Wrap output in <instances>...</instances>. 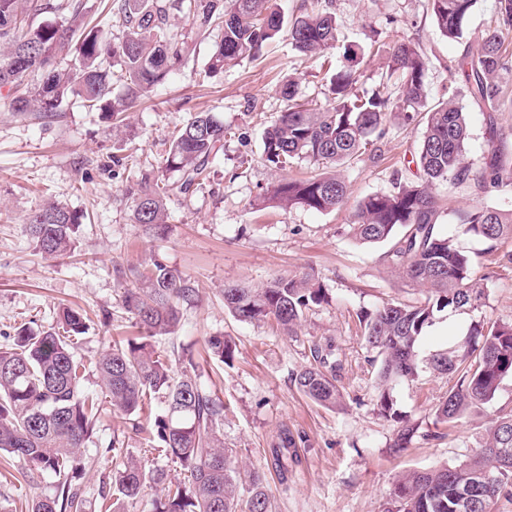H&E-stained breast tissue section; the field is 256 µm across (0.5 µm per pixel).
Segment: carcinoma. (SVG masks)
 I'll return each mask as SVG.
<instances>
[{
  "mask_svg": "<svg viewBox=\"0 0 512 512\" xmlns=\"http://www.w3.org/2000/svg\"><path fill=\"white\" fill-rule=\"evenodd\" d=\"M270 0H111L110 9L123 27L121 38L109 39L87 19L84 0H0V89H7L16 112H36L44 120L60 117L78 103L89 112L117 116L141 101L184 65L190 52L187 35L170 31L169 14H187L191 32L221 31L204 69V77L224 71L229 63L256 58L268 40L284 26ZM477 0H430L436 23L449 39L462 36L463 24ZM499 25L486 29L476 45L450 68L466 85L474 103L486 109L489 152L485 167L474 172L465 162L469 124L463 108L441 102L425 109L426 58L410 44H401L391 57L400 77L397 109L403 122L420 114L424 119L415 163L420 178L391 191L358 201L349 224L361 244L391 240L384 255L388 265L412 284L428 288L421 303H382L361 316L366 347L380 358L381 414L398 423L391 448H408L415 425L394 408L391 385L415 379L423 366L453 381L448 396L434 410L435 422H453L468 411L491 403L507 378H512V324L488 323L473 330L462 346L424 359L420 339L435 313L466 311L478 306L484 284L473 278L474 257L451 236L435 232L440 207L430 192L437 181L474 182L482 190L512 185V160L500 148L498 127L503 86L499 72L512 67L502 45L512 30V0H498ZM67 10L72 24H32L40 14ZM336 16L332 4L292 19L288 36L295 50L324 58L336 49ZM72 52V63L54 67L57 53ZM346 63L335 68L327 87V103L310 108L297 96L293 82L282 88L283 110L265 131V160L284 168L294 160L313 165L340 166L362 154L386 134L389 99L359 93L361 54L344 52ZM123 82L125 93L114 98L112 80ZM224 146V125L209 112L192 115L174 136L164 168L177 173L170 182L146 178L134 194L133 222L160 235L165 230V201L188 196L209 178V164ZM345 182L335 175L281 180L260 202L282 207L301 206L318 212L341 207ZM84 216L62 204L38 208L26 231L34 248L46 256H61L76 243ZM463 232L486 242L512 239V210L475 207L457 213ZM137 284L124 290L122 306L142 334L113 343L94 363L114 410L136 415L154 400L164 405L155 417L153 449L176 460L184 477L168 478L158 466L112 447L115 467L103 501L110 512H128L147 488L162 487L153 512H271L265 476L248 474L251 487L240 503L241 471L235 452L224 447V402L204 381L200 364L188 355L180 378L172 376V359L155 349V338L180 324L183 305L196 300L191 281L159 260L135 273ZM327 289L309 273L279 276L260 288L224 286V307L240 322H276L292 335L304 315L326 300ZM82 313L65 308L56 325L37 334L17 329L13 343L0 346V450L27 461L57 479L53 497L32 500L30 512H85L79 480L86 468L82 448L94 434L97 400L81 389L86 370L75 349L86 332ZM209 354L222 363L232 361L235 344L212 336ZM318 366L296 374L300 393L330 408L344 404L338 385L342 361L333 358L332 344L316 348ZM295 440L279 434L271 448L272 466L288 473V454ZM502 496L512 497V410L498 412L485 445L468 461L438 469L413 471L397 481L384 512H492Z\"/></svg>",
  "mask_w": 512,
  "mask_h": 512,
  "instance_id": "carcinoma-1",
  "label": "carcinoma"
}]
</instances>
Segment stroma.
<instances>
[{"label": "stroma", "mask_w": 512, "mask_h": 512, "mask_svg": "<svg viewBox=\"0 0 512 512\" xmlns=\"http://www.w3.org/2000/svg\"><path fill=\"white\" fill-rule=\"evenodd\" d=\"M497 6V0H477L463 37L452 41L440 32L428 0H334L338 42L328 62L299 54L283 34L259 59L226 68L205 84L199 74L221 33L196 36L185 66L117 127L109 113L78 105L48 123L34 112H14L0 91V346L18 326L50 328L60 307L86 315L88 329L76 354L88 364L83 388L98 399L97 434L83 450L86 512H101L102 486L112 478V440H120L122 453L146 466L164 467L174 478L182 475L178 463L148 445L159 404L127 420L105 398L93 367L112 340L136 333L122 307L125 283L116 279L115 268L154 258L198 290L196 302L183 307L179 327L158 337L156 349L167 356L184 348L194 352L212 392L224 402V445L247 469L264 473L272 512H383L403 474L462 463L480 448L497 409L512 408V378L504 380L493 403L449 424L435 422L433 415L448 393L447 377L425 368L415 380L398 383L391 391L395 407L418 432L409 448L391 453L396 425L378 410L379 363L364 347L358 322L360 312L383 301L426 296L425 289L407 283L384 262L386 245L356 244L349 228L363 196L413 180L411 159L421 120L406 126L399 115L389 116L385 137L343 166L347 199L334 211L282 210L258 200L277 181L312 170L303 162L276 170L263 155V132L282 110L284 82L294 80L306 102H323L328 66L342 64L345 47L361 48L372 40L380 49L362 64L360 90L397 96L399 76L388 62L397 45H416L428 61V105L451 100L463 107L470 124L468 161L473 170H482L483 115L449 67L481 31L496 26ZM196 112L223 123L224 146L211 164L209 184L191 196L167 199V228L158 238L133 223L127 190L142 173L163 175L173 132ZM433 194L441 205L438 231L474 256V276L486 290L476 309L436 313L420 343L425 358L462 343L471 324L512 323V240L488 244L463 233L456 219L457 211L475 205L512 207V186L483 192L471 182H439ZM49 201L87 216L75 251L56 258L36 253L25 231L32 211ZM303 272L315 273L328 301L304 313L295 335H285L271 322L237 321L224 308L226 283L257 288ZM219 335L236 344L227 365L207 355V339ZM329 341L343 364L344 404L336 409L312 402L294 383L296 373L313 365L314 346ZM284 429L295 438L298 461L282 477L271 467L270 449ZM55 489L54 476L0 454V512H28L32 498L53 495Z\"/></svg>", "instance_id": "1"}]
</instances>
